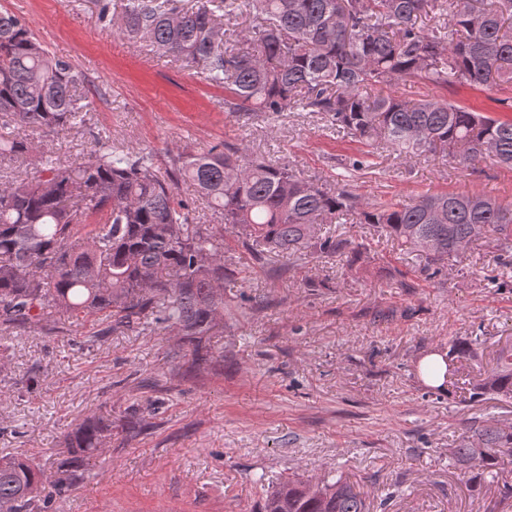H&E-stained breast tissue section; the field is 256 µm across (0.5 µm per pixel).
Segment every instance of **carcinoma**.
<instances>
[{
  "instance_id": "obj_1",
  "label": "carcinoma",
  "mask_w": 512,
  "mask_h": 512,
  "mask_svg": "<svg viewBox=\"0 0 512 512\" xmlns=\"http://www.w3.org/2000/svg\"><path fill=\"white\" fill-rule=\"evenodd\" d=\"M245 14L254 25L231 47L219 26ZM431 17L437 23L422 25ZM116 34L143 39L173 60L201 67L224 88V111L277 116L301 108L372 150L400 157L446 155L467 168L491 159L512 168V116L493 117L445 96L407 100L395 86L422 81L440 90L512 88V0H126ZM85 77L56 57L26 22L0 12V114L52 132L80 109ZM30 152L0 135V155ZM191 183L222 224H199L175 193ZM368 224L438 273L448 258L487 240L512 256V204L468 192H427L410 202H364L350 180L328 187L288 163L267 162L232 143L170 156L92 148L63 162L41 157L39 175L0 186V333L40 326L57 314L145 318L180 336H208L224 314V226L255 257L295 262L345 259L349 272L370 259L364 238L336 236L328 224ZM474 343L454 344V361ZM474 398L512 399V345L471 387ZM470 435L449 454L476 490L499 481L512 456V426L471 417ZM112 442V423L88 415L66 436L65 469L46 475L28 458L0 455V512H41L73 486L95 451ZM264 512H368L343 477L312 484L280 477Z\"/></svg>"
}]
</instances>
